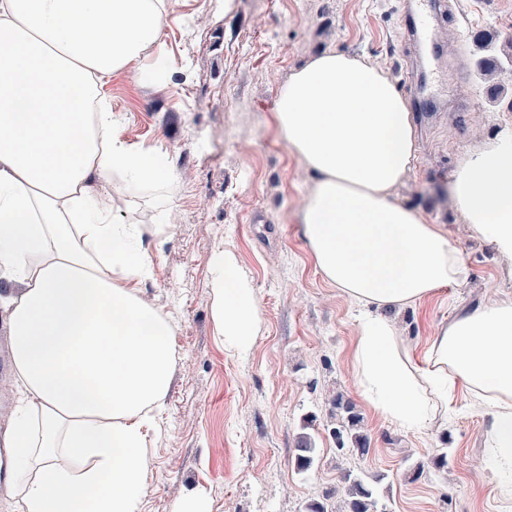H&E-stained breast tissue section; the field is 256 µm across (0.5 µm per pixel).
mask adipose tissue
<instances>
[{
  "label": "adipose tissue",
  "instance_id": "obj_1",
  "mask_svg": "<svg viewBox=\"0 0 512 512\" xmlns=\"http://www.w3.org/2000/svg\"><path fill=\"white\" fill-rule=\"evenodd\" d=\"M168 0H0V299L22 397L0 433V485L17 512H141L144 440L175 366L172 318L144 299L152 274L139 225L98 192L165 187L156 155L136 150L101 110L112 73L162 52ZM289 150L315 176L302 232L326 282L359 306L353 354L361 392L403 430L443 422L457 389L487 419L495 477L512 480V300L455 317L414 363L389 308L469 275L443 225L396 203L415 141L386 73L326 52L276 101ZM463 220L512 259V129L466 153L448 187ZM217 334L247 358L260 312L235 256L211 260Z\"/></svg>",
  "mask_w": 512,
  "mask_h": 512
}]
</instances>
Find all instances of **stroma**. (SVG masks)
<instances>
[{
  "label": "stroma",
  "instance_id": "1",
  "mask_svg": "<svg viewBox=\"0 0 512 512\" xmlns=\"http://www.w3.org/2000/svg\"><path fill=\"white\" fill-rule=\"evenodd\" d=\"M408 0H170L163 54L147 51L103 88L115 133L156 154L172 175L114 200L141 225L153 275L142 296L176 324L173 382L148 432L151 463L141 512H175L196 490L209 512H303L343 493L352 472L374 483L377 512H512L482 464L484 417L458 389L441 428L405 431L361 397L352 371L356 309L321 277L301 230L313 173L278 130L275 102L290 75L326 51L373 62L411 109L416 159L396 203L445 225L462 252L467 281L391 311L415 362L430 336L475 306L512 299V260L474 235L448 193L465 153L512 127V0H448L438 24V66L446 78L419 106L430 71L416 67L406 37ZM161 77H152L157 60ZM165 225L155 234V225ZM231 251L251 278L260 329L247 359L215 333L210 260ZM360 413L369 452L338 453L332 401ZM18 391L6 314L0 309V427ZM315 462L297 471L300 436ZM448 466L428 461L440 448ZM426 468L418 480L409 465Z\"/></svg>",
  "mask_w": 512,
  "mask_h": 512
}]
</instances>
